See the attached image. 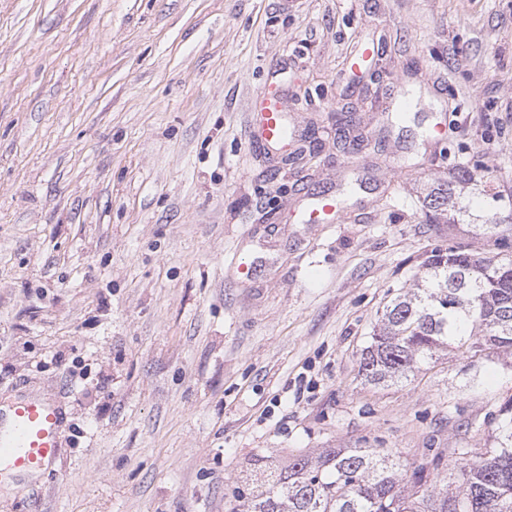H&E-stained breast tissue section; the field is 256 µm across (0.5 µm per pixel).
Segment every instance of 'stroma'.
Here are the masks:
<instances>
[{"label": "stroma", "mask_w": 512, "mask_h": 512, "mask_svg": "<svg viewBox=\"0 0 512 512\" xmlns=\"http://www.w3.org/2000/svg\"><path fill=\"white\" fill-rule=\"evenodd\" d=\"M400 85L421 93L403 124ZM270 92L281 152L256 140ZM359 178L341 223L295 217ZM441 187L450 226L425 217ZM493 224L512 225V0H0V407L65 414L56 462L0 484V512H243L258 463L325 448L444 489L456 449L495 447L512 353L440 352L389 385L359 355L434 250L498 253ZM254 120L258 134L269 143L286 141V118L279 97L267 95L258 112H255Z\"/></svg>", "instance_id": "obj_1"}]
</instances>
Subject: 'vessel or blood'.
Segmentation results:
<instances>
[{"instance_id": "obj_1", "label": "vessel or blood", "mask_w": 512, "mask_h": 512, "mask_svg": "<svg viewBox=\"0 0 512 512\" xmlns=\"http://www.w3.org/2000/svg\"><path fill=\"white\" fill-rule=\"evenodd\" d=\"M254 120L263 139L284 141L286 118L279 97L266 96ZM342 211L338 197L317 196L310 199L300 217L306 224H335ZM60 428L61 413L54 405L37 397L15 402L9 416L0 415V479L22 478L50 468L60 448Z\"/></svg>"}]
</instances>
